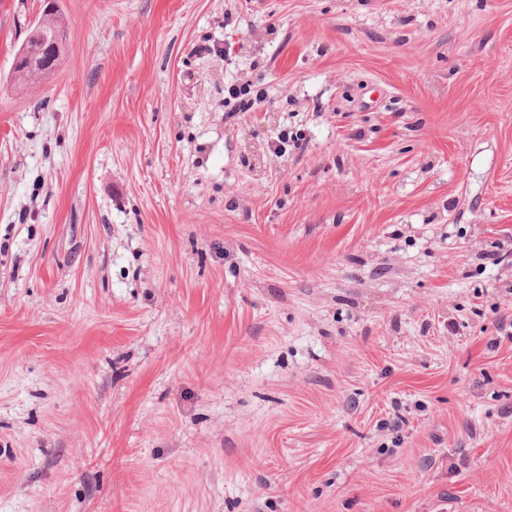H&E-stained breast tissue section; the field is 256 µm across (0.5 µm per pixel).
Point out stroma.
Instances as JSON below:
<instances>
[{
    "mask_svg": "<svg viewBox=\"0 0 512 512\" xmlns=\"http://www.w3.org/2000/svg\"><path fill=\"white\" fill-rule=\"evenodd\" d=\"M47 2L0 512H512V0Z\"/></svg>",
    "mask_w": 512,
    "mask_h": 512,
    "instance_id": "35a3bbf8",
    "label": "stroma"
}]
</instances>
